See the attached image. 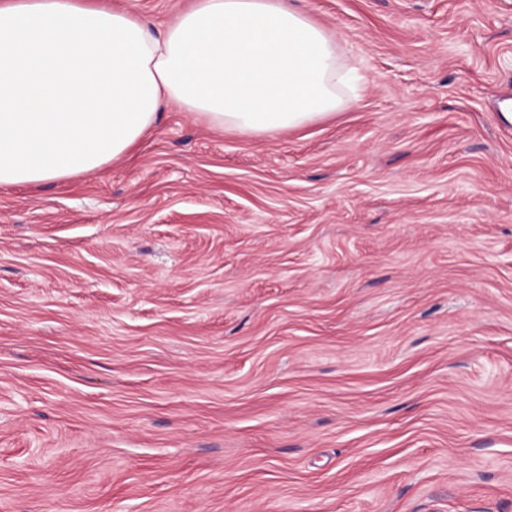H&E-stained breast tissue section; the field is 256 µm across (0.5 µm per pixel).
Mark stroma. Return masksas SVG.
<instances>
[{"label":"stroma","instance_id":"35a3bbf8","mask_svg":"<svg viewBox=\"0 0 512 512\" xmlns=\"http://www.w3.org/2000/svg\"><path fill=\"white\" fill-rule=\"evenodd\" d=\"M299 5L335 115L0 187V512H512V0Z\"/></svg>","mask_w":512,"mask_h":512}]
</instances>
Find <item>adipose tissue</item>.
I'll return each mask as SVG.
<instances>
[{
    "mask_svg": "<svg viewBox=\"0 0 512 512\" xmlns=\"http://www.w3.org/2000/svg\"><path fill=\"white\" fill-rule=\"evenodd\" d=\"M350 82L294 0H190L161 28L112 0H0V186L98 171L170 102L272 134L336 112Z\"/></svg>",
    "mask_w": 512,
    "mask_h": 512,
    "instance_id": "1",
    "label": "adipose tissue"
}]
</instances>
